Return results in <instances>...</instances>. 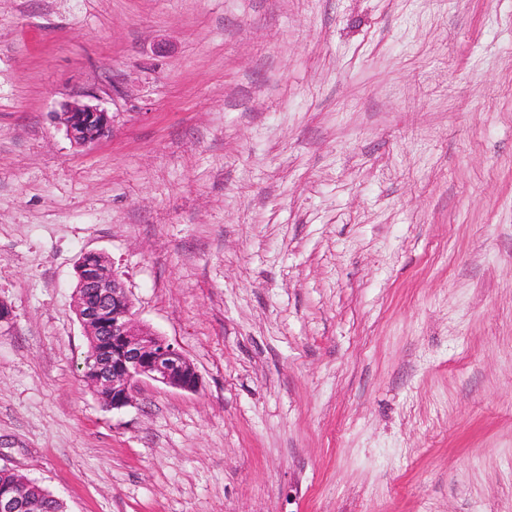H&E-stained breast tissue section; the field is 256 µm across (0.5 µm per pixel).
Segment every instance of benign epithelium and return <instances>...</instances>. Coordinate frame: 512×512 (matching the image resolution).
Returning a JSON list of instances; mask_svg holds the SVG:
<instances>
[{"instance_id": "obj_1", "label": "benign epithelium", "mask_w": 512, "mask_h": 512, "mask_svg": "<svg viewBox=\"0 0 512 512\" xmlns=\"http://www.w3.org/2000/svg\"><path fill=\"white\" fill-rule=\"evenodd\" d=\"M66 135L86 146L108 135L109 113L98 105L73 103L60 116ZM86 253L76 265L74 310L86 336L89 354L82 377L107 410L134 402L140 385L153 381L194 392L201 377L189 358L166 337L139 324L128 288L111 265L93 266ZM26 480L0 489V512H35L36 502Z\"/></svg>"}]
</instances>
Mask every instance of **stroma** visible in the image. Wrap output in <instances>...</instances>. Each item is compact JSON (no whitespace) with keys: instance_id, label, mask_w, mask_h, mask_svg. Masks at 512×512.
<instances>
[{"instance_id":"1","label":"stroma","mask_w":512,"mask_h":512,"mask_svg":"<svg viewBox=\"0 0 512 512\" xmlns=\"http://www.w3.org/2000/svg\"><path fill=\"white\" fill-rule=\"evenodd\" d=\"M87 252L197 391L87 389ZM0 300L68 512H512V0H0ZM60 120L67 136L78 146H86L105 137L112 124L105 109L79 102L68 105Z\"/></svg>"}]
</instances>
